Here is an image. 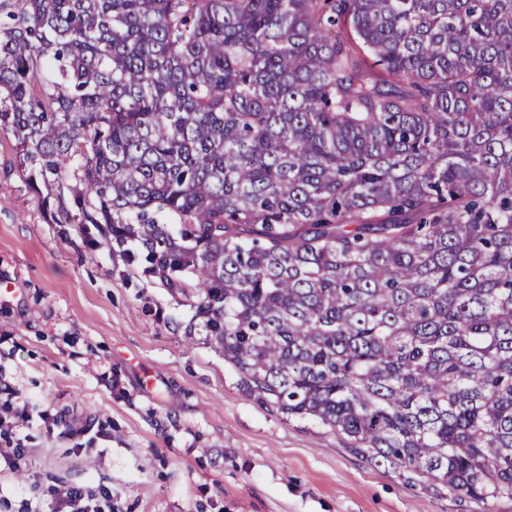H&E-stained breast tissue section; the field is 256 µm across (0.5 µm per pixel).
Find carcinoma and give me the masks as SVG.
I'll use <instances>...</instances> for the list:
<instances>
[{
    "label": "carcinoma",
    "instance_id": "cac0c4a2",
    "mask_svg": "<svg viewBox=\"0 0 512 512\" xmlns=\"http://www.w3.org/2000/svg\"><path fill=\"white\" fill-rule=\"evenodd\" d=\"M0 130L243 391L512 498V0H0Z\"/></svg>",
    "mask_w": 512,
    "mask_h": 512
}]
</instances>
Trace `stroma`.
<instances>
[{"label":"stroma","instance_id":"1","mask_svg":"<svg viewBox=\"0 0 512 512\" xmlns=\"http://www.w3.org/2000/svg\"><path fill=\"white\" fill-rule=\"evenodd\" d=\"M195 301L145 275L107 225L73 207L52 219L0 131V374L36 409L0 469V512L75 484L110 487L114 512H512L410 485L243 392L189 335ZM64 408L91 431L40 417Z\"/></svg>","mask_w":512,"mask_h":512}]
</instances>
